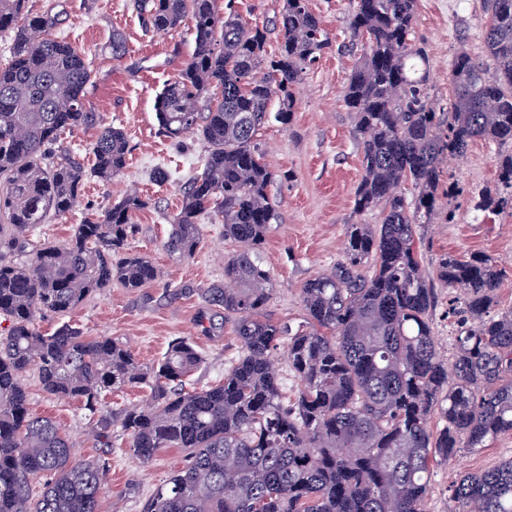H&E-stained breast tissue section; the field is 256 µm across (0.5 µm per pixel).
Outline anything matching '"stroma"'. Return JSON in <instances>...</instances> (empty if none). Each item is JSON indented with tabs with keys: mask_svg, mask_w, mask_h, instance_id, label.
Wrapping results in <instances>:
<instances>
[{
	"mask_svg": "<svg viewBox=\"0 0 512 512\" xmlns=\"http://www.w3.org/2000/svg\"><path fill=\"white\" fill-rule=\"evenodd\" d=\"M54 5L60 14L56 36L82 48L97 72L89 100L103 124L124 131L131 154L124 175L105 182L89 177L82 202L71 214L37 225L31 240L62 242L84 217L137 190L146 207L134 218L131 252L150 258L160 279L142 288L113 284L90 295L64 315L38 319L49 333L61 323L80 327L89 337L108 336L131 347L146 367L161 360L170 341L189 337L205 358L190 378L194 387L212 385L224 377V364L238 356L240 345L232 321L222 309L206 305L201 289L224 281V263L239 246L224 236L220 218L201 220L203 242L193 258L183 259L165 247L170 218L182 200L179 180L201 165L204 143L193 134L182 145L160 136L155 97L194 48L191 20L170 33L144 31L131 0H30L33 11ZM333 42L331 50L310 67L297 90V105L288 125L271 123L258 134L264 162L276 173L270 196L279 213L278 224L266 234L257 252L274 279L266 314L276 323L299 326L306 321L301 300L304 284L331 272L346 247V227L376 224L378 213L354 214V192L363 169L361 149L354 135L355 116L343 101L345 86L358 59L351 50L348 17L353 0H309ZM488 17L483 0H418L417 41L428 58L433 100L446 108L453 96L451 63L458 51L484 55ZM121 33L126 53L112 57V35ZM498 148L482 141L470 145L466 156L443 165L439 210L432 223L417 230V250L425 272H433L447 255H483L492 259L505 277L497 293L498 306L512 308V216L476 211L471 198L495 187ZM172 172L173 180L160 186L151 179L154 168ZM455 200H448V189ZM433 331L443 359H451L456 319L450 308L455 291L437 286ZM29 408L34 415L55 420L74 445L78 459H96L108 469L107 492L100 512H144L153 491L185 463L179 448H162L148 466H141L127 446L121 428H114L111 444L87 434L90 417L78 401L45 393L36 372L26 377ZM512 457V435L505 434L485 448L463 451L454 460L433 467L425 512H455L448 487L466 473H479Z\"/></svg>",
	"mask_w": 512,
	"mask_h": 512,
	"instance_id": "35a3bbf8",
	"label": "stroma"
}]
</instances>
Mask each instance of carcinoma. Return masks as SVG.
I'll list each match as a JSON object with an SVG mask.
<instances>
[{"label": "carcinoma", "mask_w": 512, "mask_h": 512, "mask_svg": "<svg viewBox=\"0 0 512 512\" xmlns=\"http://www.w3.org/2000/svg\"><path fill=\"white\" fill-rule=\"evenodd\" d=\"M504 2L484 0L485 57L457 54L455 94L441 112L415 43L417 0H355L348 28L362 54L343 95L362 153L354 213L376 209L381 223L347 225L344 258L305 283L308 328L294 330L262 315L273 279L257 246L279 216L269 195L276 174L254 137L272 120L290 123L295 88L331 39L308 0H284L274 55L266 29L245 22L233 0L222 14L217 0H133L147 32L193 23L190 58L155 98L164 137L192 132L206 145L166 247L194 257L206 215L243 246L224 263V283L202 292L233 320L240 355L224 379L188 390L202 363L188 338H175L148 369L110 337L68 323L51 334L36 327L114 282L142 288L159 272L128 252L145 206L137 194L84 218L62 244L31 245L37 225L81 204L80 162L47 161L61 134L97 129L93 173L106 182L124 173L131 147L90 105L97 73L84 51L51 35L54 7L34 13L30 0H0V33L13 38L0 67V316L9 322L0 336V512H99L106 488L105 466L76 459L62 428L30 411L31 370L48 394L82 403L96 417L91 433L106 442L114 419L101 411L104 393L149 387L145 403L119 419L128 446L143 466L160 448L183 449L186 464L145 512H424L433 462L512 434V308L494 311L502 270L479 255L439 262L436 280L458 292L462 314L448 366L415 240L437 209L443 159L478 139L512 145V8ZM261 68L269 78L256 79ZM497 165V187L474 209L512 215V151ZM27 251L23 263L9 259ZM284 338L299 381L292 399L271 359ZM434 416L443 422L436 431ZM450 492L457 512H512V457L459 476Z\"/></svg>", "instance_id": "obj_1"}]
</instances>
